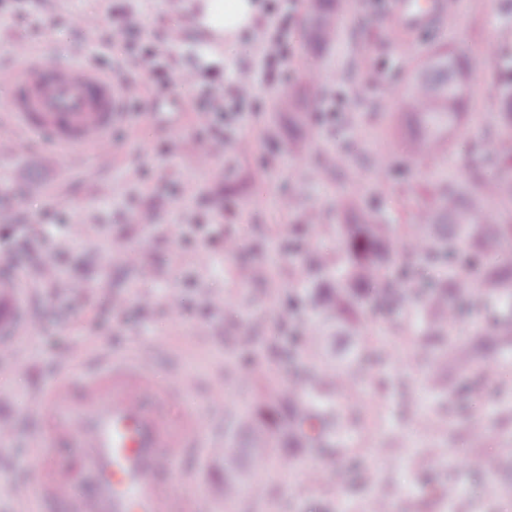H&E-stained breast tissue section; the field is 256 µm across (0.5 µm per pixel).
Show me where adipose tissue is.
<instances>
[{
  "mask_svg": "<svg viewBox=\"0 0 512 512\" xmlns=\"http://www.w3.org/2000/svg\"><path fill=\"white\" fill-rule=\"evenodd\" d=\"M197 26L209 41L208 51L220 52L250 31L258 14L256 0H199Z\"/></svg>",
  "mask_w": 512,
  "mask_h": 512,
  "instance_id": "adipose-tissue-1",
  "label": "adipose tissue"
}]
</instances>
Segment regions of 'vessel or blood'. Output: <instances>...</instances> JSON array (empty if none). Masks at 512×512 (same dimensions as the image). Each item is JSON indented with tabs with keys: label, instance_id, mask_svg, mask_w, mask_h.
Returning <instances> with one entry per match:
<instances>
[{
	"label": "vessel or blood",
	"instance_id": "vessel-or-blood-1",
	"mask_svg": "<svg viewBox=\"0 0 512 512\" xmlns=\"http://www.w3.org/2000/svg\"><path fill=\"white\" fill-rule=\"evenodd\" d=\"M455 17L454 0H391L387 21L393 41L410 43ZM10 57L0 69L13 89L0 106V153L22 154L43 137L73 160L91 154L111 161L112 130L128 120L125 83L73 56L14 47ZM14 265L0 257V335L10 338L27 334L34 320L33 295L16 282ZM168 347L165 338L123 352L94 343L67 357L55 380L27 398L22 412L48 427L29 438L38 493L15 490L20 512H31L33 499L43 508L66 501L71 512H201L192 478L173 487L164 476L196 448L223 459L224 436L204 437L203 417L193 409L168 417L169 402L192 390L184 378L156 380L148 354Z\"/></svg>",
	"mask_w": 512,
	"mask_h": 512
}]
</instances>
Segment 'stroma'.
I'll return each mask as SVG.
<instances>
[{
    "instance_id": "1",
    "label": "stroma",
    "mask_w": 512,
    "mask_h": 512,
    "mask_svg": "<svg viewBox=\"0 0 512 512\" xmlns=\"http://www.w3.org/2000/svg\"><path fill=\"white\" fill-rule=\"evenodd\" d=\"M270 3L258 0L253 30L213 57L175 0H0V66L8 63L10 47L25 42L52 53L79 52L147 87L129 127L113 133L122 151L108 166L73 162L43 140L28 156L0 159V197L6 199L0 249L14 242L17 225H44L49 242L42 260L56 264L63 279L87 287L79 296L45 283L36 288L35 332L20 343L0 344V422L15 419L29 431L18 399L50 383L66 348L94 340L129 349L172 338L154 362L168 376L191 378L194 406L208 410L211 384L219 378L225 413L261 410L247 358L261 363L273 386L292 382L304 365L275 359L260 346L237 351L231 343L237 336H282L275 309L291 302L318 326L325 363L358 356L364 392L354 405L327 393L316 447L280 446L250 457L248 467L265 480V492L259 499L243 497L235 512H365L376 499L393 503L396 512H512V335L482 329L507 308L492 299L465 309L457 336L477 367L464 370L453 349L422 344V305L410 298L366 309L353 327L322 323L327 291L311 275L324 254L343 249L340 225L355 223L360 214L398 222L399 200L421 185L444 174L466 183L475 169L489 165L500 69L484 61L483 50L492 41L512 48V11L505 0H458L453 26L434 28L401 50L387 35V0H349L336 41L312 48L311 11L307 0H299L288 31L290 74L258 86L240 116L224 125V152L214 168L199 169L196 156L210 141L186 106L193 97L227 96L230 68L255 65L259 48L274 34ZM127 14L141 16L143 26L121 28ZM81 17L96 18V27L78 25ZM450 42L475 61L465 119L450 149L411 151L399 118L403 89L417 66ZM312 68L322 80H309ZM375 68L385 72L384 85L370 83ZM185 71L195 73L194 89L180 85ZM329 105L335 113L328 118ZM242 139L252 142L250 155L237 152ZM330 151L349 153L352 175L369 187L356 213L336 205V177L324 166ZM381 155L389 160L383 172L375 163ZM380 176L391 196L372 191ZM291 197L297 210L287 206ZM144 208L153 210L154 225H135V213ZM313 210L322 212V228L305 226ZM74 219L89 227L77 247L67 240ZM163 224L188 225L187 238L164 236ZM222 227L237 236L233 253L214 240ZM107 240L116 250L139 249L153 270L150 282L135 268L107 260ZM259 260L268 280L240 283L237 269ZM146 286L160 299L170 290L180 293L183 317H171L161 303L144 321L133 304L124 317L101 307L105 294L131 295ZM433 375L448 387L446 403L437 400ZM175 470L194 476L204 512H225L223 502L207 495L223 483V465L197 455L179 459ZM451 485L462 488L452 505L439 496Z\"/></svg>"
}]
</instances>
